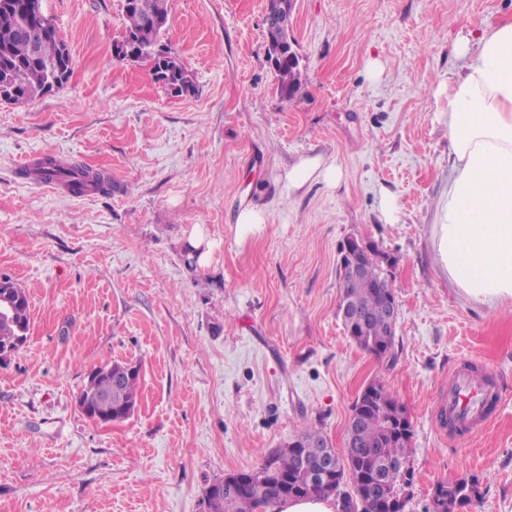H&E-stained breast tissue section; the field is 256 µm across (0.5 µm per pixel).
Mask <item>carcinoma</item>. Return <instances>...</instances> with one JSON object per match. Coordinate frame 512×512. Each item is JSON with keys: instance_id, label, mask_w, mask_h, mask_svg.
<instances>
[{"instance_id": "1", "label": "carcinoma", "mask_w": 512, "mask_h": 512, "mask_svg": "<svg viewBox=\"0 0 512 512\" xmlns=\"http://www.w3.org/2000/svg\"><path fill=\"white\" fill-rule=\"evenodd\" d=\"M11 16L0 22V101L20 104L37 96L59 90L67 83L73 59L69 45L57 26L30 36L38 23L26 12V0H8ZM126 18L125 31L134 35L141 46L160 42L164 25L154 18L168 19V0H123ZM267 57L277 54L288 45V34L273 23L266 24ZM272 69L280 93L292 98L301 87L302 73L299 61H288L284 51ZM153 75L165 86H180L179 94L192 93L194 84L179 58L153 59ZM51 172L68 182L74 195L84 193L88 184L95 191L106 193L115 184L99 172L76 165H63L53 158L46 159ZM345 263L338 267L341 278L339 304L364 318V325L356 329L354 342L364 351L384 357L392 348L394 337L389 335L388 314L376 281L383 277L381 261L364 260V276L349 279L344 273ZM0 297L4 311L0 313V354L10 353L24 341L29 326V300L25 291L11 278L0 279ZM140 383L139 367L127 365L122 377L114 382L106 377L88 379L79 396L86 398L93 392L112 390V399L94 403L101 415L128 417V409L135 404ZM374 397L362 398L358 415L362 418L352 446L342 453H334L331 472L332 487L323 483L325 468L319 458V444L326 437L310 426L298 433L284 448L276 451L256 471L243 472L242 484L224 486L223 491L209 497L211 512H280L282 503L301 498H338L341 512H388L391 499L406 502L409 488L414 483V470L400 481L380 480L382 472L391 466L410 463L411 438L393 434L391 421L399 408L386 384L380 380L370 383ZM351 482L355 496H343L341 485ZM446 488L441 502L443 512H455L479 496L478 479L461 476L452 484L438 483Z\"/></svg>"}]
</instances>
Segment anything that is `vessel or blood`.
<instances>
[{
  "label": "vessel or blood",
  "mask_w": 512,
  "mask_h": 512,
  "mask_svg": "<svg viewBox=\"0 0 512 512\" xmlns=\"http://www.w3.org/2000/svg\"><path fill=\"white\" fill-rule=\"evenodd\" d=\"M495 389L494 382L476 378L467 365H460L441 390L439 410L463 430H477L488 420L486 399Z\"/></svg>",
  "instance_id": "vessel-or-blood-1"
}]
</instances>
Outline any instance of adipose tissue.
Segmentation results:
<instances>
[{
    "label": "adipose tissue",
    "instance_id": "1",
    "mask_svg": "<svg viewBox=\"0 0 512 512\" xmlns=\"http://www.w3.org/2000/svg\"><path fill=\"white\" fill-rule=\"evenodd\" d=\"M465 64L448 83V190L437 211L438 254L469 299H512V22L462 36ZM342 173L321 154L285 174L296 193L314 182L336 187Z\"/></svg>",
    "mask_w": 512,
    "mask_h": 512
}]
</instances>
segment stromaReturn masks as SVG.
Listing matches in <instances>:
<instances>
[{"instance_id": "stroma-1", "label": "stroma", "mask_w": 512, "mask_h": 512, "mask_svg": "<svg viewBox=\"0 0 512 512\" xmlns=\"http://www.w3.org/2000/svg\"><path fill=\"white\" fill-rule=\"evenodd\" d=\"M123 0H44L66 39L61 90L0 102V276L30 302L26 342L0 362V512H210L209 486L258 469L308 426L343 448L352 406L380 379L411 425L405 512H431L463 475L460 512H512V299L467 298L435 242L448 188V79L458 36L512 21V0H295L300 91L267 60L265 0H170L162 43L195 92L152 62L117 60ZM42 152L109 176L110 193H57L24 175ZM331 157L339 187L291 194L279 177ZM393 220L381 212L383 193ZM267 222L239 238L236 216ZM212 244L192 263L190 236ZM390 256L399 305L379 359L337 313L347 237ZM470 361L497 385L489 421L440 436L437 399ZM140 368L127 420L76 407L90 370ZM151 57L153 58V75L157 81H161L167 87L180 84L179 95L194 92V84L178 57L165 60H159L153 55ZM168 72H170L169 77ZM436 486L446 488L444 499L441 502L443 511L436 510L434 504L433 512H455L461 506L473 502L479 496V482L475 476H461L454 482H440ZM446 486V487H445Z\"/></svg>"}]
</instances>
